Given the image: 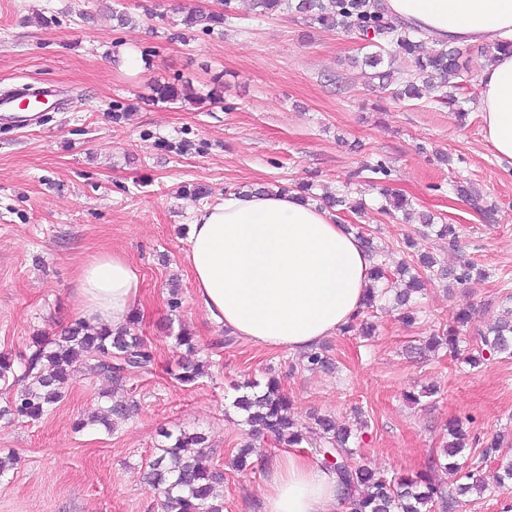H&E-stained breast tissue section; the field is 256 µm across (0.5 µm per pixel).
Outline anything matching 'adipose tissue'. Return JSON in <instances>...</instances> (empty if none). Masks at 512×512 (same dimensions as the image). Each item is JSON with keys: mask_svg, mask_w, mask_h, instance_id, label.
Returning <instances> with one entry per match:
<instances>
[{"mask_svg": "<svg viewBox=\"0 0 512 512\" xmlns=\"http://www.w3.org/2000/svg\"><path fill=\"white\" fill-rule=\"evenodd\" d=\"M386 13L429 44L487 45L479 75L486 143L512 161V0H383ZM195 295L209 319L261 349L304 353L358 318L372 261L327 209L279 192L227 194L195 209L187 237ZM79 319L127 326L141 280L123 255L81 264L72 290ZM336 477L291 455L272 467L265 512H334Z\"/></svg>", "mask_w": 512, "mask_h": 512, "instance_id": "1", "label": "adipose tissue"}]
</instances>
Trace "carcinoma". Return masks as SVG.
<instances>
[{
    "label": "carcinoma",
    "mask_w": 512,
    "mask_h": 512,
    "mask_svg": "<svg viewBox=\"0 0 512 512\" xmlns=\"http://www.w3.org/2000/svg\"><path fill=\"white\" fill-rule=\"evenodd\" d=\"M224 9L206 11L186 8L181 11V31L173 37H184L190 30L211 32L224 27L232 15L231 0H222ZM379 0H251V9L260 17L296 13L310 27L341 30L354 33L372 48L364 57V65L374 69L373 77L382 86H394L392 95L398 100H419L428 94L435 100L450 105L468 81V74L460 59L462 51L457 47L431 48L413 30L395 24L378 7ZM403 55L413 63V70L406 78H394L390 69L396 56ZM157 101H177L184 92L175 84H158L153 89ZM385 199L381 210L387 214L403 211L408 200L400 195L381 189ZM322 204L359 213L364 204H352L345 195L329 196ZM421 223L436 237L448 239V245L456 243L455 231L449 224H436L430 214H421ZM362 247L373 260L370 271L372 284L366 289L364 307L370 309L386 297L388 290L381 283L388 279V267L383 255L372 247L370 239L360 235ZM420 266L440 279L452 278L465 284L472 278L474 264L465 262L456 268H448L438 262L430 252L418 257ZM423 281L412 275L407 288L393 297V304L401 310L402 320H416V308L412 294L420 291ZM471 318L469 309L458 315L457 326L432 337L431 346H446L449 353L458 350L461 328ZM482 346L491 353L512 352V306H505L501 315L481 338ZM154 360L151 347L143 337L131 332L130 327L112 331L103 326H93L77 320L53 339L44 336L32 338L30 352L24 359L23 373L19 378L21 388L16 396L0 408V421L9 424L15 419L36 420L44 416L65 397V390L80 372L106 379L114 387H120L128 374L149 367ZM305 366L311 370L329 369L331 358L321 350H311L303 355ZM208 361L197 360L181 365L177 378L184 383H194L206 374ZM241 395L234 400V407L243 411L244 423L252 436L270 435L287 447L306 442L315 448V455L322 467L338 477L337 497L347 503L351 512H431L439 502L448 510L453 509L457 497L474 490L483 493L488 483L470 473L462 472V466L454 461L464 449V433L460 423H448V435L453 441L442 449L441 456L431 460L430 468H443L451 474L471 480L469 484L454 487L435 482L431 475L420 472L415 475L387 478L365 464L351 463L353 452L348 447L351 432L336 427L331 416L319 417L315 431L309 435L299 428L288 415V397L281 391L280 383L271 378L263 385L248 381L239 386ZM107 406L90 421L100 422L111 429L125 419L134 405L127 399H116L105 393ZM166 444L145 463L143 479L162 497L164 512H224V499L218 488L224 484V471L210 465V446L202 432L181 430L165 432ZM493 483L499 489L512 490V462L501 465L493 475Z\"/></svg>",
    "instance_id": "1"
}]
</instances>
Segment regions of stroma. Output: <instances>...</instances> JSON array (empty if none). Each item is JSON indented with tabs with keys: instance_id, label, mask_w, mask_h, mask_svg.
<instances>
[{
	"instance_id": "stroma-1",
	"label": "stroma",
	"mask_w": 512,
	"mask_h": 512,
	"mask_svg": "<svg viewBox=\"0 0 512 512\" xmlns=\"http://www.w3.org/2000/svg\"><path fill=\"white\" fill-rule=\"evenodd\" d=\"M232 4L222 30L181 40L171 36L175 0H0V92L54 84L75 98L71 111L46 113L39 127L0 124V353L20 359L32 336L59 335L73 322L70 284L102 252L137 269L136 332L154 352L149 371L127 378L124 395L136 408L113 430L74 429L110 388L89 372L41 419L0 425V457L20 459L0 480V512H162L142 472L166 429L207 435L224 470V512H264L270 468L292 451L270 436L250 438L234 413V385L248 377L276 378L301 426L329 415L359 429L358 462L387 476L428 469L454 417L470 421L466 470L488 479L498 460H512V357L467 362L512 295V168L483 137V47L463 54L469 80L457 105L398 102L371 69L353 65L366 53L356 35L311 28L293 14L258 17L248 0ZM116 11L130 24L118 26ZM168 82L191 87L193 98L154 101L153 86ZM216 88L218 103L207 98ZM380 160L391 171L381 184L368 170ZM457 182L478 190L480 207L454 194ZM197 184L207 200L191 195ZM304 184L317 197L363 201L361 213L337 221L363 226L390 267L414 246L451 267L472 261L478 277L427 283L415 323L383 304L369 316L374 336L325 338L330 370L229 335L195 299L186 243L193 211L246 186L295 192ZM384 187L406 196L413 217L382 212ZM421 211L453 225L458 250L424 236ZM173 296L179 308H170ZM465 308L460 354L427 350ZM183 331L196 352L177 346ZM197 359L208 360V376L175 380L179 363ZM427 386L435 392L425 397ZM497 434L502 444L483 458ZM248 443L252 470L232 469Z\"/></svg>"
}]
</instances>
